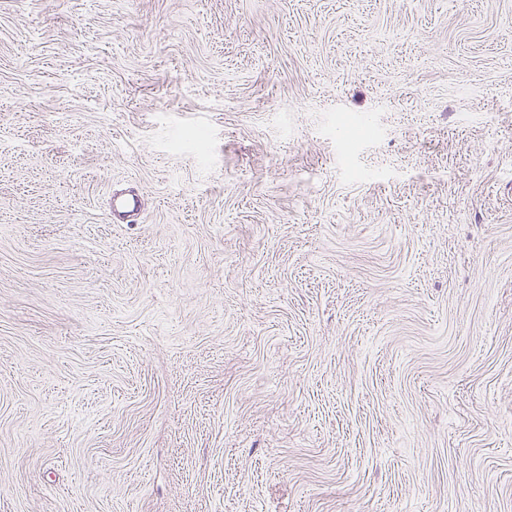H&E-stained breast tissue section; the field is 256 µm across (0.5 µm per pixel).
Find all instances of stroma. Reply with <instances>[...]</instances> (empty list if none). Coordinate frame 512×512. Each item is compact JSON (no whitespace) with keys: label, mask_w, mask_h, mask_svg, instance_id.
<instances>
[{"label":"stroma","mask_w":512,"mask_h":512,"mask_svg":"<svg viewBox=\"0 0 512 512\" xmlns=\"http://www.w3.org/2000/svg\"><path fill=\"white\" fill-rule=\"evenodd\" d=\"M0 138V512H512V0H0ZM109 208L113 223L132 224L141 214L143 202L137 190L126 188L112 194Z\"/></svg>","instance_id":"obj_1"}]
</instances>
